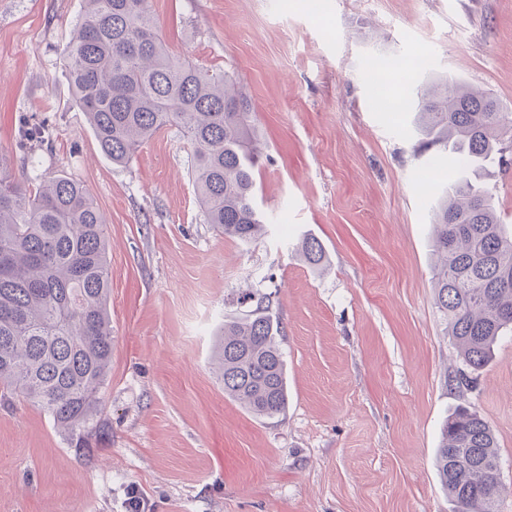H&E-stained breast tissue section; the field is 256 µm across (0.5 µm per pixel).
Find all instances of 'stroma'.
I'll return each mask as SVG.
<instances>
[{"mask_svg":"<svg viewBox=\"0 0 512 512\" xmlns=\"http://www.w3.org/2000/svg\"><path fill=\"white\" fill-rule=\"evenodd\" d=\"M172 56L228 73L262 143L248 245L206 224L167 127L118 165L73 102L82 0H0V160L84 184L105 213L112 362L92 460L22 397L0 402V512H451L435 453L467 405L491 426L512 512V336L472 387L433 302L428 179L390 100L449 78L512 112V0H151ZM387 63L375 81L370 61ZM327 267L300 258L303 235ZM245 288L276 295L284 414L224 394L217 331Z\"/></svg>","mask_w":512,"mask_h":512,"instance_id":"35a3bbf8","label":"stroma"}]
</instances>
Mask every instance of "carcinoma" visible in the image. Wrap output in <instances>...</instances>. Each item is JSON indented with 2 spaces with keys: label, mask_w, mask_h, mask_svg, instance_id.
<instances>
[{
  "label": "carcinoma",
  "mask_w": 512,
  "mask_h": 512,
  "mask_svg": "<svg viewBox=\"0 0 512 512\" xmlns=\"http://www.w3.org/2000/svg\"><path fill=\"white\" fill-rule=\"evenodd\" d=\"M64 59L103 155L126 164L160 130L177 127L192 147L205 222L241 243L265 234L255 203L261 143L248 100L232 79L169 54L149 0H84ZM416 97L422 145L455 155L434 209L432 288L464 365L455 381L467 386L512 332V231L480 181L490 165L512 166V112L453 80L431 82ZM105 227L82 183L52 176L32 190L0 160V399L32 400L82 457L92 455L85 431L112 359ZM299 249L309 265L325 266L316 238L302 237ZM241 303L250 310L224 320L221 331L224 394L274 417L288 405L282 328L271 295L249 288ZM435 466L451 512H499L496 440L480 414L461 406L448 416Z\"/></svg>",
  "instance_id": "1"
}]
</instances>
